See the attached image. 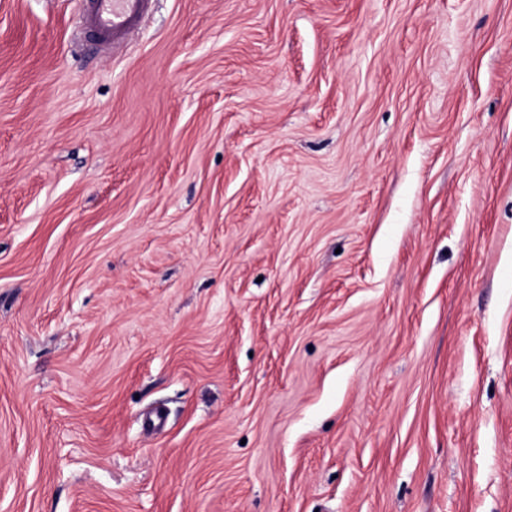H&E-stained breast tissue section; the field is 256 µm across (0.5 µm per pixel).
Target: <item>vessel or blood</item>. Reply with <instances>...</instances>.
<instances>
[{
  "label": "vessel or blood",
  "instance_id": "1",
  "mask_svg": "<svg viewBox=\"0 0 512 512\" xmlns=\"http://www.w3.org/2000/svg\"><path fill=\"white\" fill-rule=\"evenodd\" d=\"M149 0H84L85 26L101 43L121 42L141 22Z\"/></svg>",
  "mask_w": 512,
  "mask_h": 512
}]
</instances>
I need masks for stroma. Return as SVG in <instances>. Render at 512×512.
Returning <instances> with one entry per match:
<instances>
[{"label": "stroma", "mask_w": 512, "mask_h": 512, "mask_svg": "<svg viewBox=\"0 0 512 512\" xmlns=\"http://www.w3.org/2000/svg\"><path fill=\"white\" fill-rule=\"evenodd\" d=\"M0 512H512V0H0ZM150 0H84L85 26L101 43L124 40L141 22Z\"/></svg>", "instance_id": "1"}]
</instances>
